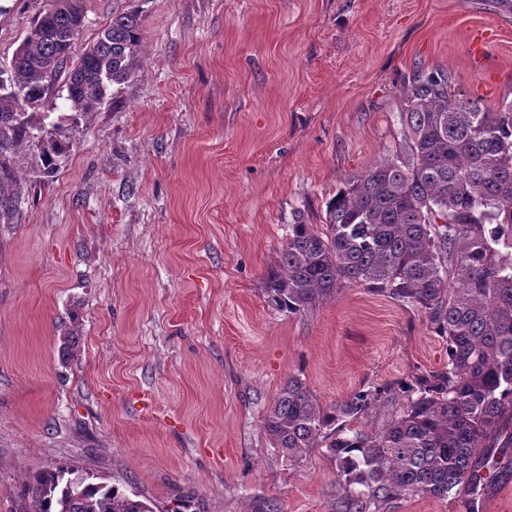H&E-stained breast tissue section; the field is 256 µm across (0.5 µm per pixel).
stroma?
<instances>
[{
    "instance_id": "stroma-1",
    "label": "stroma",
    "mask_w": 512,
    "mask_h": 512,
    "mask_svg": "<svg viewBox=\"0 0 512 512\" xmlns=\"http://www.w3.org/2000/svg\"><path fill=\"white\" fill-rule=\"evenodd\" d=\"M78 61L113 11L137 9L134 74L42 152L0 162V512L25 475L62 465L120 481L153 512H336L326 449L286 457L263 418L288 377L322 406L374 394L354 428L402 412L441 369L419 308L365 286L300 314L264 292L295 213L311 223L393 157L406 91L442 76L512 102V0H83ZM50 0H0L9 66ZM481 512H512V447ZM471 494L384 512H470Z\"/></svg>"
}]
</instances>
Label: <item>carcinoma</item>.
I'll list each match as a JSON object with an SVG mask.
<instances>
[{
    "mask_svg": "<svg viewBox=\"0 0 512 512\" xmlns=\"http://www.w3.org/2000/svg\"><path fill=\"white\" fill-rule=\"evenodd\" d=\"M51 0L0 69V148L29 137L26 109L45 99L75 41V7ZM140 15L112 13L64 81L80 115L138 66ZM400 153L353 179L326 202L321 224L288 225L270 301L290 314L364 285L420 308L448 348V363L413 379L402 413L379 434L336 426L359 418L373 396L323 408L291 376L264 418L271 447L291 457L328 448L340 489L338 512H381L402 496L475 492L491 448L512 445V105L488 110L429 76L410 90ZM71 137L41 144L47 174ZM24 512H152L140 494L70 467L24 480Z\"/></svg>",
    "mask_w": 512,
    "mask_h": 512,
    "instance_id": "obj_1",
    "label": "carcinoma"
}]
</instances>
